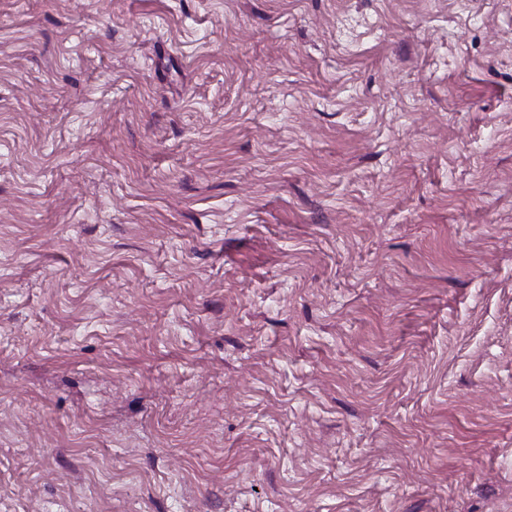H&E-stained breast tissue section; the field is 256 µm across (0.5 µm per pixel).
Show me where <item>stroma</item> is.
<instances>
[{
	"mask_svg": "<svg viewBox=\"0 0 512 512\" xmlns=\"http://www.w3.org/2000/svg\"><path fill=\"white\" fill-rule=\"evenodd\" d=\"M0 512H512V0H0Z\"/></svg>",
	"mask_w": 512,
	"mask_h": 512,
	"instance_id": "35a3bbf8",
	"label": "stroma"
}]
</instances>
